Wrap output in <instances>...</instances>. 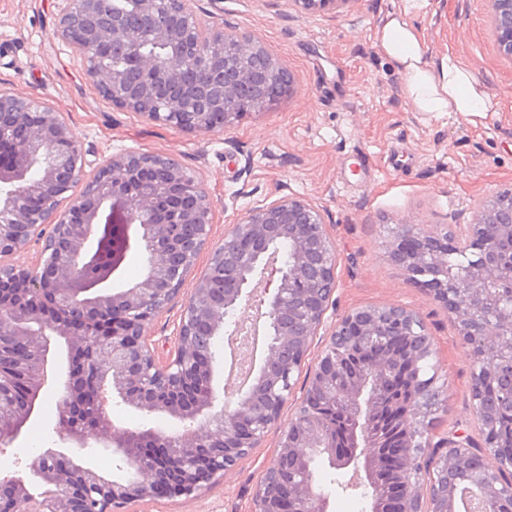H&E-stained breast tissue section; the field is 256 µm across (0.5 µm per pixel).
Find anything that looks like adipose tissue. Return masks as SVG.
Returning <instances> with one entry per match:
<instances>
[{"label":"adipose tissue","instance_id":"adipose-tissue-1","mask_svg":"<svg viewBox=\"0 0 512 512\" xmlns=\"http://www.w3.org/2000/svg\"><path fill=\"white\" fill-rule=\"evenodd\" d=\"M428 6L429 0H401L375 28L378 48L399 68L404 95L421 112L491 111L494 102L470 69L451 56L437 65L427 61L415 20Z\"/></svg>","mask_w":512,"mask_h":512}]
</instances>
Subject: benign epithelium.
I'll return each instance as SVG.
<instances>
[{"label": "benign epithelium", "mask_w": 512, "mask_h": 512, "mask_svg": "<svg viewBox=\"0 0 512 512\" xmlns=\"http://www.w3.org/2000/svg\"><path fill=\"white\" fill-rule=\"evenodd\" d=\"M54 36L71 41L85 62V77L112 105L148 122L186 133H215L240 121L241 89L258 63L288 86L286 65L250 34L205 23L197 0H65ZM304 13L334 11L351 0H290ZM499 51L512 59V0H491ZM112 60L93 55L100 45ZM224 113V125L211 116ZM83 143L61 112L32 97L0 88V337L21 364L25 395L10 405L11 438L20 435L45 396L52 341L67 347L68 375L59 398L60 439L72 448L94 443L119 450L136 471L130 482L109 480L75 464L73 453L43 448L27 469L61 490L51 512H121L127 504L171 496L194 497L232 471L269 433L277 444L253 496L252 512H328L329 499L304 467L315 450L337 469L363 474L366 512H455L454 485L425 478L439 463L462 474L465 462H484L483 493L512 485V469L498 462L493 427L482 443L463 430L429 434L416 443L418 389L395 403V422L382 418L383 385L433 353V337L416 312L400 305L365 306L336 318L338 256L324 209L283 194L247 209L224 229L197 270L214 223L208 192L196 176L165 152L112 154L85 172ZM85 183L75 190L79 183ZM110 224L147 230L149 269L133 287L110 292L97 280L116 268L126 249L113 234L104 265L87 246L90 229ZM288 262L275 265L278 245ZM38 247L39 261L23 266L14 255ZM466 258L448 270V254ZM389 260L407 282L424 291L452 319L474 373L502 374L503 347H512V306L500 289L512 288V192L482 201L458 235L448 229L402 225L393 232ZM267 294L266 359L252 386L220 402L213 363L202 356L216 337L235 340L248 313L255 272ZM173 349L162 353L150 322L166 310L188 278ZM405 336L399 353L383 341ZM321 349L305 362L315 339ZM307 369L301 400L288 422L281 416L295 390L293 375ZM122 401L180 421L175 432L132 431L108 419L103 383ZM25 478L0 480V509L30 512Z\"/></svg>", "instance_id": "1"}]
</instances>
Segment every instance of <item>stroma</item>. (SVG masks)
<instances>
[{
	"mask_svg": "<svg viewBox=\"0 0 512 512\" xmlns=\"http://www.w3.org/2000/svg\"><path fill=\"white\" fill-rule=\"evenodd\" d=\"M60 0H0V87L48 104L68 118L88 167L124 150L167 152L201 181L215 211L211 244L224 239L251 206L280 189L322 206L338 254L336 312L403 305L425 318L445 412L436 432L479 435L470 407L472 358L447 314L410 286L388 258L398 225L466 224L485 198L512 190V60L495 43L490 0H430L416 21L432 62L452 56L473 70L496 103L468 116L419 112L401 90L392 60L374 40L381 17L400 0H349L334 12L307 14L288 0H224L217 22L248 31L293 73L292 94L247 115L223 132L182 133L120 110L86 80L79 53L54 37ZM27 429L0 452V478L25 474L38 450L59 447L61 378ZM121 428L172 431L177 420L113 398L107 408ZM269 434L239 465L195 497L128 504L126 512H251L252 497L273 449ZM315 480L330 512H364L348 470L315 461Z\"/></svg>",
	"mask_w": 512,
	"mask_h": 512,
	"instance_id": "1",
	"label": "stroma"
}]
</instances>
